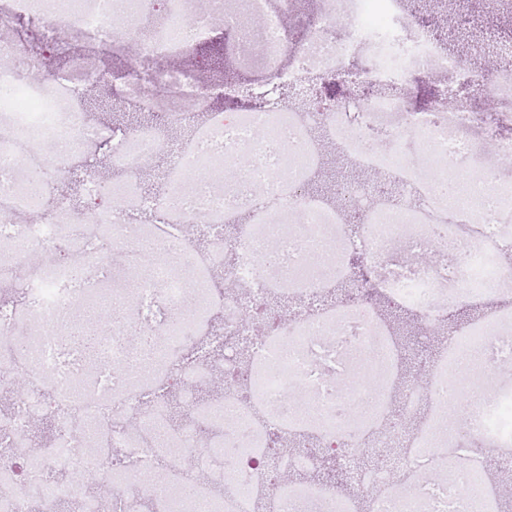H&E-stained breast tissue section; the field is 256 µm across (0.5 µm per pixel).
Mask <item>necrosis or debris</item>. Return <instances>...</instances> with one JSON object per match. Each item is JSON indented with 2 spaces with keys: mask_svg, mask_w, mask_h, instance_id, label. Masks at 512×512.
Instances as JSON below:
<instances>
[{
  "mask_svg": "<svg viewBox=\"0 0 512 512\" xmlns=\"http://www.w3.org/2000/svg\"><path fill=\"white\" fill-rule=\"evenodd\" d=\"M361 5L325 0L293 47L281 25L292 0H210L204 21L191 0H9L0 9V286L21 294L17 302L0 300V401L9 402L0 413V512H30L35 488L42 512H56L63 499L76 512H101L95 495L56 478L60 461L81 452L109 474L112 512H141L145 497L162 500L165 512H253L261 494L275 512H356L334 481L289 485L260 467L270 453V429L293 440L290 466L302 470L315 466L305 445L310 437L345 457L405 440L409 450L398 463L404 487L371 494L369 512H495L491 474L497 454L512 447V426L502 422L512 391L491 398L485 384L490 372L512 363V308L449 332L428 374L430 410L410 434L388 423L387 396L403 352L383 307L415 313L428 338L449 305L483 306L512 290V263L503 258L512 246V176L482 163L487 143L512 158V140L501 135L512 113L486 118L443 103L420 111L388 89L405 84L409 70L440 71L467 93L488 87L511 103L512 73L469 69L402 0H385L389 29L355 25L347 39H337L334 19L357 14ZM158 11L162 22L147 25ZM220 29L232 32L235 44L259 46L264 80L245 88L204 86L193 70L168 68L159 80L181 102L161 106L146 70L181 54L186 40L205 41ZM403 35L412 54L395 64L388 51ZM79 36L98 44L139 42L120 88L156 119L108 137L112 165L126 173L153 160L171 128L194 126L186 102L221 95L250 105L212 113L194 127L158 194L147 195L126 176L112 181L108 203L92 204L98 179L90 171L82 182L90 202L77 205L44 173L69 167L95 133L76 94L79 85L98 81L97 70L83 60L67 73L54 67ZM312 77L383 93L313 111L282 105L280 87ZM377 127L390 137L373 149L366 137ZM326 138L352 169L383 175L394 193L376 195L367 182L347 180L342 204L334 205L309 192ZM350 207L362 217L358 226L346 222ZM34 209L41 222L17 223L19 213ZM189 224L208 228L205 246L188 239ZM41 247L54 251V261L29 266ZM357 252L369 260L370 284L349 302H331L333 288L352 279ZM216 269L238 293H225L212 279ZM272 299L306 308L251 343L241 384L253 400L232 388L219 405L199 408L196 390L211 378L209 346L200 340L210 312L223 318L230 365L238 357L236 338L249 333L246 305ZM103 309L111 310L112 322L96 329L93 355L70 346L68 337ZM20 374L28 380L21 394L14 382ZM452 391L475 422L479 447L469 459L448 456L457 444ZM174 393L187 412L177 427L169 422ZM133 414L134 431L125 424ZM204 417L223 421V443L202 445ZM35 420L52 421L57 434L35 452L21 484L14 469L27 445L23 431ZM191 467L206 481L189 479ZM426 471L441 472V480L423 481ZM213 481L237 491L216 497Z\"/></svg>",
  "mask_w": 512,
  "mask_h": 512,
  "instance_id": "1",
  "label": "necrosis or debris"
}]
</instances>
